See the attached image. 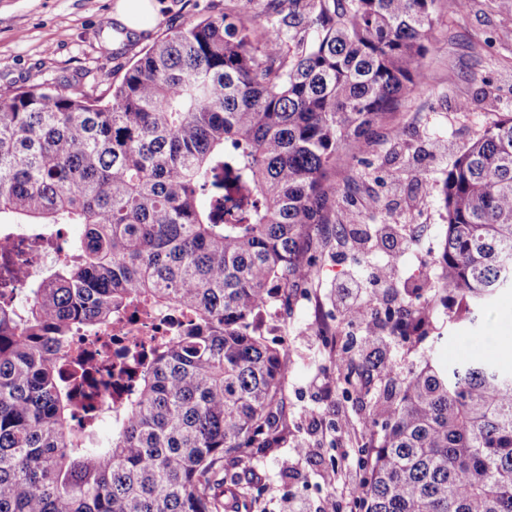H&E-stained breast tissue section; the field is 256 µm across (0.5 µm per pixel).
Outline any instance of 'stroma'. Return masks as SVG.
Listing matches in <instances>:
<instances>
[{
	"mask_svg": "<svg viewBox=\"0 0 512 512\" xmlns=\"http://www.w3.org/2000/svg\"><path fill=\"white\" fill-rule=\"evenodd\" d=\"M116 0H0V95L48 80L91 85L93 75L120 77L129 65L169 30L223 8L224 0H156V14L145 34L120 37L112 19ZM424 59L426 87L410 94L395 123L407 140L428 134L435 141L420 157L429 182L416 188L396 163L385 162L384 129L373 131L363 158L381 161L383 177L398 174L392 192L394 218L405 226L409 246L397 263L396 282L433 267L445 237L446 221L437 184L452 155L464 149L512 102V0H468L465 10L449 13L432 34ZM469 110H460V103ZM387 250L382 243L356 247L337 241L333 225L300 239L296 254L313 263L311 284L276 290L268 306L274 314L267 340L288 352L284 409L278 447L225 466L227 480L248 490L250 512H284L288 499L308 512H329L351 481L364 479L361 461L371 435L399 389V381L424 356L450 365L473 355L512 354V291L495 298L474 325L447 326L432 294L421 287L417 306L431 307L428 324L407 340L387 342L392 377L374 378L369 392L345 394L347 372L340 358L369 350L359 327L336 305V286L351 277L371 281Z\"/></svg>",
	"mask_w": 512,
	"mask_h": 512,
	"instance_id": "obj_1",
	"label": "stroma"
}]
</instances>
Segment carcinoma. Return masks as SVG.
Wrapping results in <instances>:
<instances>
[{"label": "carcinoma", "instance_id": "carcinoma-1", "mask_svg": "<svg viewBox=\"0 0 512 512\" xmlns=\"http://www.w3.org/2000/svg\"><path fill=\"white\" fill-rule=\"evenodd\" d=\"M439 0H226L108 85L0 95V224H81L25 308L0 306V512H243L224 463L278 442L286 350L255 331L296 241L330 223L339 157L427 83ZM434 302L473 324L512 288V112L438 184ZM208 196L202 206L198 199ZM142 302L192 323L154 347L107 448L71 429L69 343ZM374 314L404 337L429 311ZM366 377L391 371L373 352ZM363 512H512V362L424 359L374 434Z\"/></svg>", "mask_w": 512, "mask_h": 512}]
</instances>
